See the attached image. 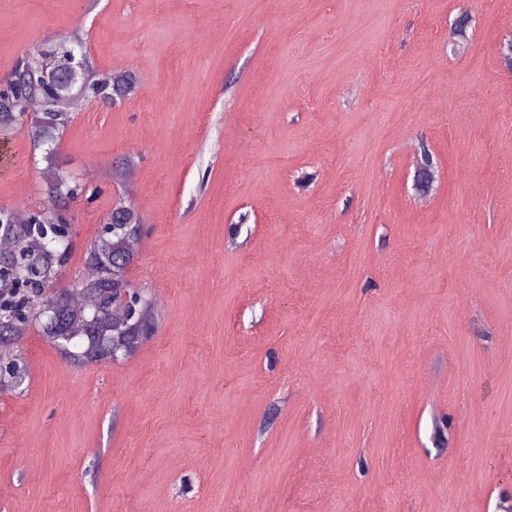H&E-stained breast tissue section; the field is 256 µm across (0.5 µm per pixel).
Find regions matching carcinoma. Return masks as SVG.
Instances as JSON below:
<instances>
[{
    "instance_id": "cac0c4a2",
    "label": "carcinoma",
    "mask_w": 512,
    "mask_h": 512,
    "mask_svg": "<svg viewBox=\"0 0 512 512\" xmlns=\"http://www.w3.org/2000/svg\"><path fill=\"white\" fill-rule=\"evenodd\" d=\"M58 54L81 60L86 57L81 40L64 36L50 48L37 49L19 60L5 92L0 93V130L24 126L31 139L44 147V174L49 178L51 202L59 217L58 226L53 228L35 223L34 213L27 223L17 224L12 212L0 207V236L13 242L10 250L0 252V347H7L15 338L18 326L33 323L66 362L106 364L113 362L118 351L121 359L128 358L156 332L151 305L142 320L116 323L112 318L116 296L135 288L129 272L139 259L134 244L143 234V224L129 204L112 209L114 234L103 239L106 247H89L85 253L86 275L65 288L53 287L72 252V217L66 202L75 196V188L56 164L57 144L68 120L60 118L53 105L54 89L70 81L69 69L53 70L50 85L44 83L40 72V63ZM135 81L130 72L115 76L93 72L83 96L113 104L127 96ZM25 97L40 101L42 110L21 112L8 107ZM43 294L53 309L51 320L32 316V302ZM77 294L92 298V305L75 306Z\"/></svg>"
}]
</instances>
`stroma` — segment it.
<instances>
[{
	"instance_id": "stroma-1",
	"label": "stroma",
	"mask_w": 512,
	"mask_h": 512,
	"mask_svg": "<svg viewBox=\"0 0 512 512\" xmlns=\"http://www.w3.org/2000/svg\"><path fill=\"white\" fill-rule=\"evenodd\" d=\"M67 35L138 89L83 99L58 145L85 193L57 285L126 196L145 228L130 277L159 323L82 368L36 327L11 343L29 375L0 395V512H496L512 0H0V85ZM9 146L0 206L47 207L41 150L23 129L0 131Z\"/></svg>"
}]
</instances>
